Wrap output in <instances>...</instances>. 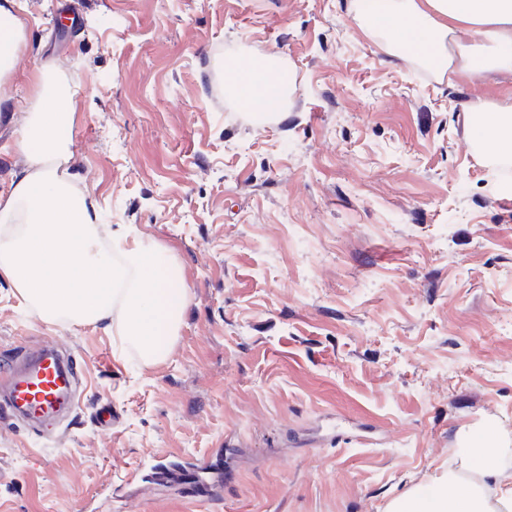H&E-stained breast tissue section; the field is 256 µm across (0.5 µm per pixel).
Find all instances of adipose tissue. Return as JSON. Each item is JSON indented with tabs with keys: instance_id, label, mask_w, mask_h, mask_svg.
I'll return each mask as SVG.
<instances>
[{
	"instance_id": "1",
	"label": "adipose tissue",
	"mask_w": 512,
	"mask_h": 512,
	"mask_svg": "<svg viewBox=\"0 0 512 512\" xmlns=\"http://www.w3.org/2000/svg\"><path fill=\"white\" fill-rule=\"evenodd\" d=\"M354 20L385 49L402 59L421 58L437 70L453 59L471 77L483 69H512V0H365ZM42 89L19 141L34 170L21 176L0 204V275L11 282L42 320L71 325L105 324L142 360H166L178 337L188 291L172 287L169 261L139 239L103 244L98 216L49 167L48 158L68 159L63 132L73 122L70 97L37 71ZM288 80L273 62L231 60L224 86L246 98L254 111L276 112ZM472 112H494L495 126H480V139L512 154V105L472 103ZM477 476L460 486L456 473L439 479L427 494L411 493L393 512H512V488H503V450L493 437L470 450Z\"/></svg>"
}]
</instances>
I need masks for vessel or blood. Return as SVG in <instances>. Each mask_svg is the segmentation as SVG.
<instances>
[{
  "label": "vessel or blood",
  "instance_id": "1",
  "mask_svg": "<svg viewBox=\"0 0 512 512\" xmlns=\"http://www.w3.org/2000/svg\"><path fill=\"white\" fill-rule=\"evenodd\" d=\"M75 360L52 347H42L0 376V407L13 416L42 424L63 410L77 407Z\"/></svg>",
  "mask_w": 512,
  "mask_h": 512
}]
</instances>
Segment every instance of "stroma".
I'll return each instance as SVG.
<instances>
[{
	"label": "stroma",
	"instance_id": "1",
	"mask_svg": "<svg viewBox=\"0 0 512 512\" xmlns=\"http://www.w3.org/2000/svg\"><path fill=\"white\" fill-rule=\"evenodd\" d=\"M353 2L15 0L0 193L44 69L74 94L60 174L189 301L148 365L0 279V368L51 345L85 376L63 421L0 416V512H388L485 433L512 448V193L469 109L512 71L393 57ZM235 57L279 60L283 109L226 92Z\"/></svg>",
	"mask_w": 512,
	"mask_h": 512
}]
</instances>
